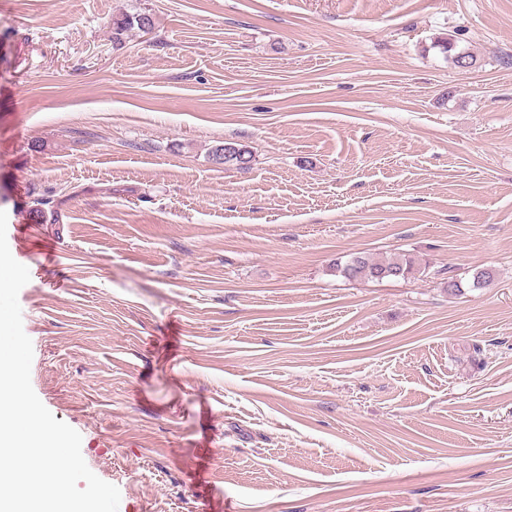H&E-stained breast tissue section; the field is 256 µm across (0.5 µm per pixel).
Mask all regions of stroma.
<instances>
[{
    "mask_svg": "<svg viewBox=\"0 0 512 512\" xmlns=\"http://www.w3.org/2000/svg\"><path fill=\"white\" fill-rule=\"evenodd\" d=\"M510 55L512 0H0L31 383L118 512H512ZM148 23L150 28L153 27L152 17L146 14H138L137 16L130 15H122L119 18H115L112 21V35L114 42H121L124 38H129V33H132L134 30L137 32H145L147 30L143 24ZM211 160L216 164L217 158H223L224 162H220L224 168H234L236 170L245 171L248 170L251 166L253 154L251 149L241 143L226 141L222 145H217L213 147L209 153ZM245 165L242 166L241 164ZM336 270L347 280L383 281L406 278L414 274L415 260L406 255L376 260L364 253L353 254L343 265L336 266Z\"/></svg>",
    "mask_w": 512,
    "mask_h": 512,
    "instance_id": "stroma-1",
    "label": "stroma"
}]
</instances>
